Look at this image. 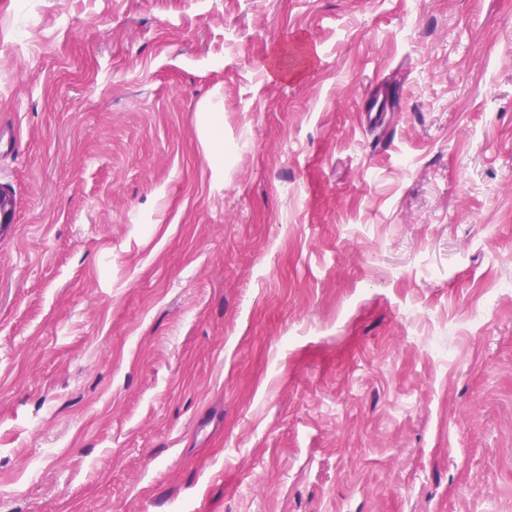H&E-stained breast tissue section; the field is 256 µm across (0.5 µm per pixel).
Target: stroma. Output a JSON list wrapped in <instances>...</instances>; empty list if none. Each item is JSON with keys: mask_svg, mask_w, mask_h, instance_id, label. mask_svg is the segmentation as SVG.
<instances>
[{"mask_svg": "<svg viewBox=\"0 0 512 512\" xmlns=\"http://www.w3.org/2000/svg\"><path fill=\"white\" fill-rule=\"evenodd\" d=\"M0 188V512H512V0H0Z\"/></svg>", "mask_w": 512, "mask_h": 512, "instance_id": "stroma-1", "label": "stroma"}]
</instances>
